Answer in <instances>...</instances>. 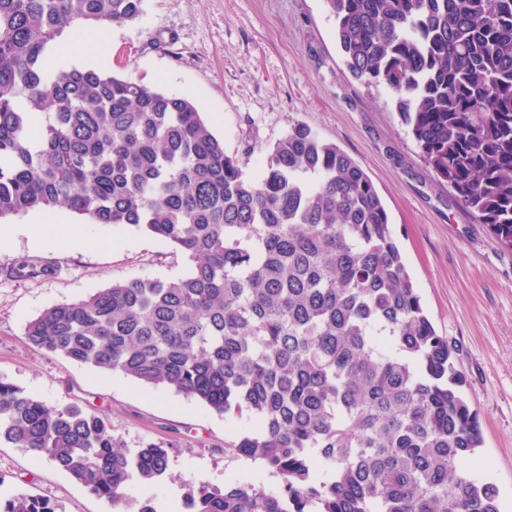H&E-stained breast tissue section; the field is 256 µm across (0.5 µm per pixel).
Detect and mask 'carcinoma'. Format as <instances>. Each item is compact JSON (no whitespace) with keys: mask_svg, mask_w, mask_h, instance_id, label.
Listing matches in <instances>:
<instances>
[{"mask_svg":"<svg viewBox=\"0 0 512 512\" xmlns=\"http://www.w3.org/2000/svg\"><path fill=\"white\" fill-rule=\"evenodd\" d=\"M145 0H0V219L65 208L182 253L44 310L28 342L248 422L224 456L257 481L187 485L185 512H500L465 468L483 447L454 348L438 335L363 169L304 123L246 175L186 96L90 67L51 72L56 38L139 21ZM351 76L386 87L463 211L512 250V0H324ZM17 278L53 274L25 262ZM47 458L120 512L176 452L123 448L78 405L0 377V442ZM0 512H57L24 493Z\"/></svg>","mask_w":512,"mask_h":512,"instance_id":"1","label":"carcinoma"}]
</instances>
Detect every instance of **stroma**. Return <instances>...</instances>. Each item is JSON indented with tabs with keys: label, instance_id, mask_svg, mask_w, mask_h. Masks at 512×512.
<instances>
[{
	"label": "stroma",
	"instance_id": "obj_1",
	"mask_svg": "<svg viewBox=\"0 0 512 512\" xmlns=\"http://www.w3.org/2000/svg\"><path fill=\"white\" fill-rule=\"evenodd\" d=\"M323 0H146L139 22L83 25L60 40L86 47L74 67L117 73L151 89L191 98L246 174L293 123L336 143L368 174L385 203L422 305L455 347L465 397L480 415L484 445L471 475L495 483L501 512H512V251L455 203L423 163L385 87L352 78ZM82 226L97 246L34 245L38 224ZM47 261L50 278H15L19 263ZM185 257L147 233L84 223L57 208L0 220V376L49 405L78 404L106 418L126 448L176 440L167 479L135 499L180 512L185 486L245 476L225 458L224 437L245 428L165 388L68 361L33 347L26 324L53 305L133 277H176ZM24 492L59 512H114L48 459L0 444V496Z\"/></svg>",
	"mask_w": 512,
	"mask_h": 512
}]
</instances>
